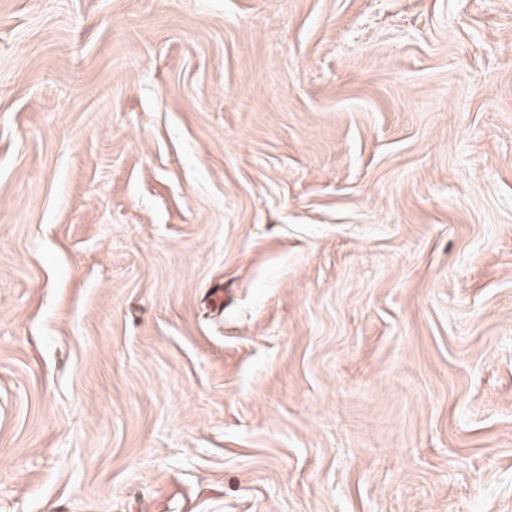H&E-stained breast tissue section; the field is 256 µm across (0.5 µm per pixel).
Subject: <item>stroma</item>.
<instances>
[{
	"instance_id": "stroma-1",
	"label": "stroma",
	"mask_w": 512,
	"mask_h": 512,
	"mask_svg": "<svg viewBox=\"0 0 512 512\" xmlns=\"http://www.w3.org/2000/svg\"><path fill=\"white\" fill-rule=\"evenodd\" d=\"M0 512H512V0H0Z\"/></svg>"
}]
</instances>
